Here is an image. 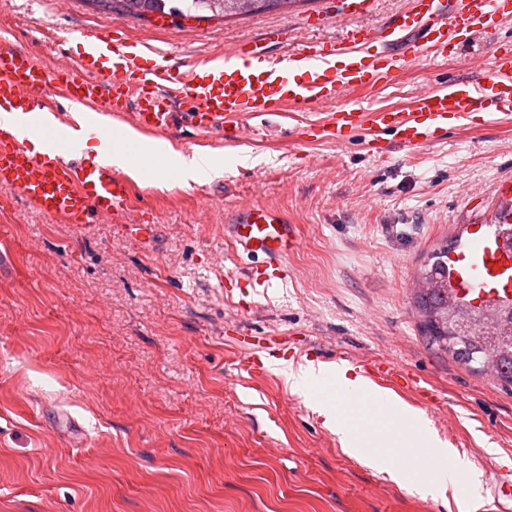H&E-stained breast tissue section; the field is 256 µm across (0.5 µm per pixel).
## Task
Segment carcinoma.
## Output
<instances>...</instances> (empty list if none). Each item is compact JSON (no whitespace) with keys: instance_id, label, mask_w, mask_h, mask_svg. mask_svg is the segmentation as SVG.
Instances as JSON below:
<instances>
[{"instance_id":"obj_1","label":"carcinoma","mask_w":512,"mask_h":512,"mask_svg":"<svg viewBox=\"0 0 512 512\" xmlns=\"http://www.w3.org/2000/svg\"><path fill=\"white\" fill-rule=\"evenodd\" d=\"M108 10H118L140 18L150 13L179 17H201L210 12L224 17L249 15L267 10L269 0H178L167 6L168 0H92ZM448 249L432 255L433 262L424 271L434 274L446 284L443 292L428 297L414 296L416 308L423 318V329L428 343L451 356L456 362L475 372L491 375L512 384V325H502L499 336L488 342L484 324L476 320L479 309L460 301L448 284ZM457 305V314L448 321L442 319L444 302Z\"/></svg>"}]
</instances>
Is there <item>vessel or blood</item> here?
<instances>
[{
	"instance_id": "vessel-or-blood-1",
	"label": "vessel or blood",
	"mask_w": 512,
	"mask_h": 512,
	"mask_svg": "<svg viewBox=\"0 0 512 512\" xmlns=\"http://www.w3.org/2000/svg\"><path fill=\"white\" fill-rule=\"evenodd\" d=\"M511 15L512 0H412L410 10L373 40L354 30L339 42H299L279 57L246 41L182 76L165 66L169 51L131 45L97 28L81 30L75 57L50 64L1 47L0 103L19 118L0 123V188L75 227L89 224L95 215L127 222L131 185L118 173L111 153L78 154L68 127L44 119L47 106L39 93L56 82L82 111L131 115L134 127L151 134L169 130L179 117L199 130H219L231 146L244 141L250 120L288 106L315 111L344 92L354 94V101L316 115L299 127V138L344 142L365 134L383 155L387 132L402 147L418 149L441 142L449 124L469 120L476 111L487 125L511 122V47L493 53L481 82L451 81L425 90L409 108H374L357 99L395 84L419 55L442 56L449 44H463ZM34 140L42 143V151L31 149ZM224 235L235 253L260 258L248 274L254 288L283 278L286 260L300 244L296 226L281 210L253 203L232 209ZM448 276L457 294L473 304L510 298L512 250L492 229L478 226L452 252Z\"/></svg>"
}]
</instances>
